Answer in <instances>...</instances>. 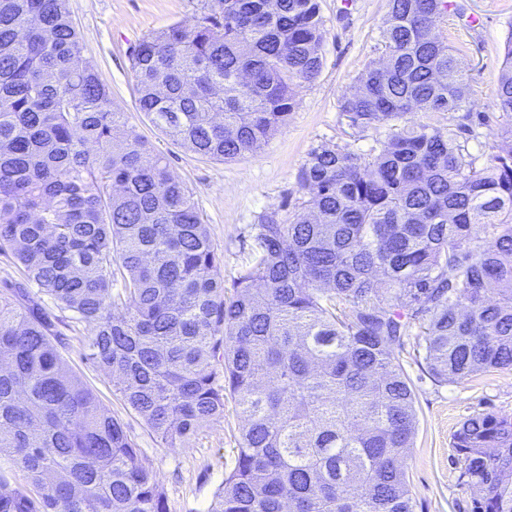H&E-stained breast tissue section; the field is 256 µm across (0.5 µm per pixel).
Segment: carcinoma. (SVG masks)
I'll list each match as a JSON object with an SVG mask.
<instances>
[{"mask_svg":"<svg viewBox=\"0 0 512 512\" xmlns=\"http://www.w3.org/2000/svg\"><path fill=\"white\" fill-rule=\"evenodd\" d=\"M449 0H388L385 60L343 98L352 126L461 112L470 86L436 33ZM318 0H205L132 53L139 110L197 155L234 161L288 123L322 70ZM494 105L512 114V44ZM482 164L449 128H395L372 155L302 169L292 218L259 225L227 294L187 187L113 107L68 0H0V512H168L124 424L72 373L49 299L91 328L84 357L168 448L235 400L233 469L208 512H414L403 467L415 395L395 346L413 327L431 376L512 368V128ZM123 288L113 292L116 278ZM472 512H512V417L455 432Z\"/></svg>","mask_w":512,"mask_h":512,"instance_id":"cac0c4a2","label":"carcinoma"}]
</instances>
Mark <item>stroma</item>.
Here are the masks:
<instances>
[{
	"label": "stroma",
	"mask_w": 512,
	"mask_h": 512,
	"mask_svg": "<svg viewBox=\"0 0 512 512\" xmlns=\"http://www.w3.org/2000/svg\"><path fill=\"white\" fill-rule=\"evenodd\" d=\"M440 28L457 49L471 87L468 111L412 112L407 124L431 123L468 128L474 154L498 153L501 128L512 118L494 106L504 59L512 42V0H451ZM204 0H68L82 38V55L106 80L112 102L190 190L212 241L223 256L224 285L232 287L242 269L258 256L256 237L265 217L285 220L303 199L300 174L311 152L324 144L360 154L371 153L389 124L363 130L352 127L341 108L344 96L365 67L384 54L382 27L387 0H320L326 34L322 70L296 90L297 105L287 125L254 155L232 162L202 158L166 135L140 112L130 51L145 35L173 23L194 24ZM90 333L80 324L65 328L63 357L99 396L105 409L121 420L143 460L157 473L169 512H208L213 495L235 462L243 422L233 400H225L223 419L211 423L191 447H165L121 401L111 377L83 356ZM414 394L416 426L404 466L414 512H471L473 491L461 477L452 445L463 421L491 412L512 417V369H493L465 380L441 384L428 372L416 336L395 348Z\"/></svg>",
	"instance_id": "obj_1"
}]
</instances>
